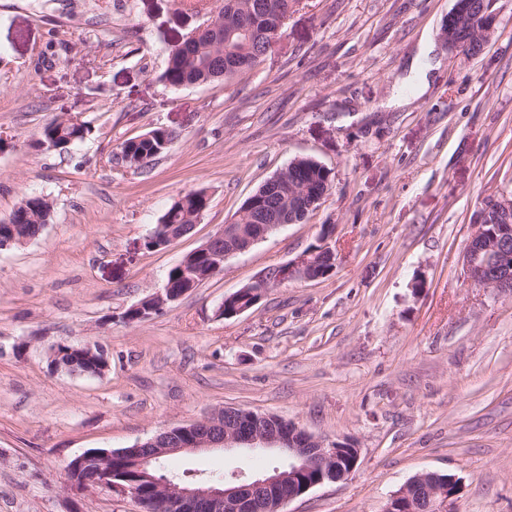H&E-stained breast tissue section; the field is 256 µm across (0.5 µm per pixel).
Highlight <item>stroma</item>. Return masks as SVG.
<instances>
[{
  "instance_id": "stroma-1",
  "label": "stroma",
  "mask_w": 512,
  "mask_h": 512,
  "mask_svg": "<svg viewBox=\"0 0 512 512\" xmlns=\"http://www.w3.org/2000/svg\"><path fill=\"white\" fill-rule=\"evenodd\" d=\"M202 11L176 0H0V219L44 196L41 235L0 249V512H139L130 497L66 481L70 460L121 449L236 407L359 450L345 480L283 512H381L418 473L459 480L458 512H512V295L472 286L462 257L484 196L512 191V0L465 56L439 37L453 0H298L242 80L172 88L170 48ZM439 65L415 93L422 41ZM60 115L89 121L61 153ZM175 138L144 168L122 142ZM332 187L286 225L149 319L124 314L233 222L298 158ZM209 202L194 230L147 241L181 195ZM332 225L327 277L271 288L224 318L228 296L295 260ZM99 344V376L57 369L59 344ZM220 449L177 455L204 477L280 462ZM87 132H89V122L85 120L77 117L57 118L44 127L40 144L52 143L59 148V152H65L83 140Z\"/></svg>"
}]
</instances>
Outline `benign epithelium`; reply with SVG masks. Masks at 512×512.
Wrapping results in <instances>:
<instances>
[{
  "mask_svg": "<svg viewBox=\"0 0 512 512\" xmlns=\"http://www.w3.org/2000/svg\"><path fill=\"white\" fill-rule=\"evenodd\" d=\"M497 17L486 9L478 10L471 0H455L448 12L447 25L441 28V38L447 45L465 55L477 53L493 33ZM288 180V170L273 174L263 182L261 189L252 195L240 216L251 215L265 207L273 187ZM329 188L311 201L295 203L297 194L288 193L293 204L283 207L273 223L254 228V225L226 224L210 237L228 243L222 254H210L213 261L209 277L223 271L224 261L235 254L244 253L271 233L287 224L296 223L299 208L313 209L327 194ZM335 264L332 248L309 249L296 260L265 271L246 290L235 294L237 303L233 315H239L256 305L278 284L294 279H320L329 274ZM463 271L474 286L494 288L498 292L512 294V195L507 192L495 194L481 202L476 215V231L472 234L463 255ZM186 290L163 288L152 296V308L140 314L146 320L163 306L179 300ZM221 448L223 450L245 449L249 451L276 450L283 457V466L275 467L260 476L245 478L234 475L222 484L179 482L166 475H151L147 468L152 461L164 455L200 452ZM125 455L136 468L151 481L158 491V512H262L272 501H278L270 512H281V508L309 489L326 482L336 481L341 470L338 463L347 460L349 469H354L358 449L339 441L315 437L295 424L280 417L261 415L247 410L226 408L211 416L192 423L173 426L166 431L135 444L131 448L84 452L75 458L79 466L93 463L96 466L94 487L116 490L137 500L139 484L126 485L113 482L109 468L112 457ZM315 471L316 481L305 484L291 493L281 492L282 487L296 482L301 472ZM455 478L443 479L441 475L425 472L414 476L399 491L390 496L383 512H456L459 486Z\"/></svg>",
  "mask_w": 512,
  "mask_h": 512,
  "instance_id": "7a95c632",
  "label": "benign epithelium"
}]
</instances>
